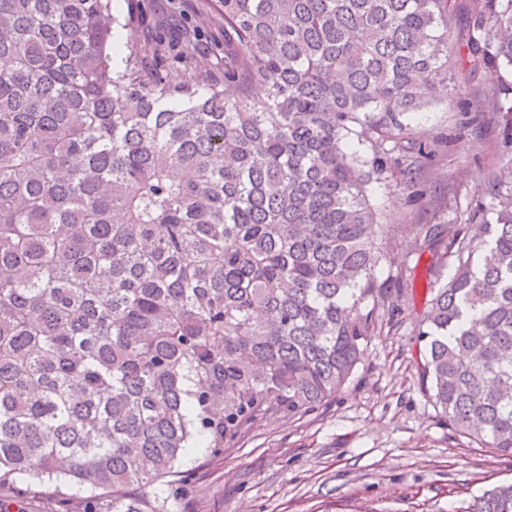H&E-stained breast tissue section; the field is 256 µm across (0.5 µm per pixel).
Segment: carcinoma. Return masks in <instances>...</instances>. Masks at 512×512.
Instances as JSON below:
<instances>
[{
    "mask_svg": "<svg viewBox=\"0 0 512 512\" xmlns=\"http://www.w3.org/2000/svg\"><path fill=\"white\" fill-rule=\"evenodd\" d=\"M111 2L0 0V485L144 512L130 492L192 442L336 395L408 271L364 185L434 154L400 117L452 52L490 76L509 160L466 223L414 236L452 271L420 375L452 433L512 457V0H219L234 51L197 65L188 29L149 74L133 31L112 61ZM475 512H512V484Z\"/></svg>",
    "mask_w": 512,
    "mask_h": 512,
    "instance_id": "cac0c4a2",
    "label": "carcinoma"
}]
</instances>
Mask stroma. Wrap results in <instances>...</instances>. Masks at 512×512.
<instances>
[{
	"label": "stroma",
	"mask_w": 512,
	"mask_h": 512,
	"mask_svg": "<svg viewBox=\"0 0 512 512\" xmlns=\"http://www.w3.org/2000/svg\"><path fill=\"white\" fill-rule=\"evenodd\" d=\"M216 0H121L141 45L201 26L199 56L224 50ZM452 88L437 104L403 116L409 138L437 140L438 153L417 174L413 197L402 177L366 184L385 224H443L475 208L488 175L499 171L504 118L484 105L480 123L464 113L487 74L457 58ZM409 253L410 282L398 299L400 322H377L344 388L303 415L278 412L241 433L222 453L185 449L179 474L138 489L145 512H473L493 484L512 483V458L452 434L419 374L425 343L417 326L428 306L429 255Z\"/></svg>",
	"instance_id": "stroma-1"
}]
</instances>
